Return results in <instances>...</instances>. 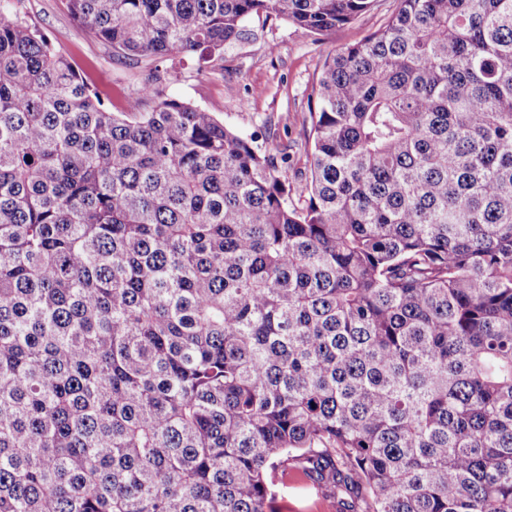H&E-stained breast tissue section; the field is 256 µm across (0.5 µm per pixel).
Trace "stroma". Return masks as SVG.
<instances>
[{"instance_id":"obj_1","label":"stroma","mask_w":512,"mask_h":512,"mask_svg":"<svg viewBox=\"0 0 512 512\" xmlns=\"http://www.w3.org/2000/svg\"><path fill=\"white\" fill-rule=\"evenodd\" d=\"M14 4L68 57L110 111L150 110V103L139 99L141 86L152 80L150 68L83 31L66 0ZM396 8V0H374L372 8L353 22L321 33L273 17H250L223 58L203 64L198 57H188L174 66L160 89L164 97L197 105L244 136L261 141L277 136L289 145L293 159H302L312 145L309 111L316 104L325 58L383 27ZM276 491V512L340 510L336 497L304 484L293 469Z\"/></svg>"}]
</instances>
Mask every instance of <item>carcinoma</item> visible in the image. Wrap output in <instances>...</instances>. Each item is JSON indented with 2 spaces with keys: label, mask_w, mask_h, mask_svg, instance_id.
Listing matches in <instances>:
<instances>
[{
  "label": "carcinoma",
  "mask_w": 512,
  "mask_h": 512,
  "mask_svg": "<svg viewBox=\"0 0 512 512\" xmlns=\"http://www.w3.org/2000/svg\"><path fill=\"white\" fill-rule=\"evenodd\" d=\"M372 2L67 0L156 70ZM164 79L110 112L0 0V512H512V0L329 55L297 199ZM277 512H340L336 497L321 492L315 486H306L294 469L276 487Z\"/></svg>",
  "instance_id": "cac0c4a2"
}]
</instances>
